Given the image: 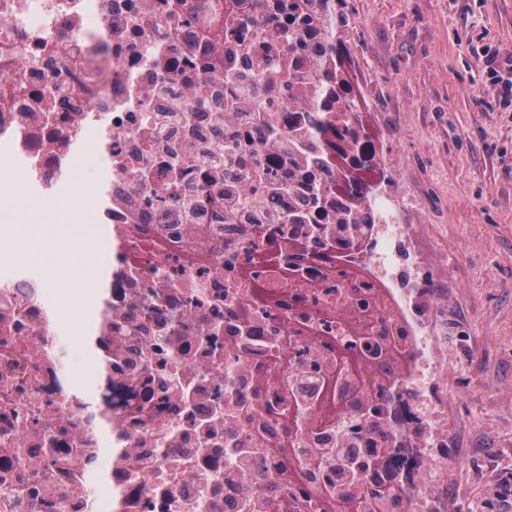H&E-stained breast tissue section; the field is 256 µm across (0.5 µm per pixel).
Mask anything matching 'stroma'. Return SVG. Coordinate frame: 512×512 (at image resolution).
I'll return each instance as SVG.
<instances>
[{
  "mask_svg": "<svg viewBox=\"0 0 512 512\" xmlns=\"http://www.w3.org/2000/svg\"><path fill=\"white\" fill-rule=\"evenodd\" d=\"M350 58L373 86L391 182L423 260L413 309L437 347L432 392L453 433L448 512H512V0H343Z\"/></svg>",
  "mask_w": 512,
  "mask_h": 512,
  "instance_id": "stroma-1",
  "label": "stroma"
}]
</instances>
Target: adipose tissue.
<instances>
[{
    "label": "adipose tissue",
    "instance_id": "1",
    "mask_svg": "<svg viewBox=\"0 0 512 512\" xmlns=\"http://www.w3.org/2000/svg\"><path fill=\"white\" fill-rule=\"evenodd\" d=\"M56 217H41L25 221L13 229V241L32 261L42 260L46 252H53L52 273L57 281L69 284L77 293L99 287L103 261L97 258L98 247L91 236L69 233L61 217L72 212L66 197L56 201Z\"/></svg>",
    "mask_w": 512,
    "mask_h": 512
}]
</instances>
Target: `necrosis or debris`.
I'll list each match as a JSON object with an SVG mask.
<instances>
[{
	"mask_svg": "<svg viewBox=\"0 0 512 512\" xmlns=\"http://www.w3.org/2000/svg\"><path fill=\"white\" fill-rule=\"evenodd\" d=\"M323 26L318 0H0V193L74 174L107 281L86 388L65 289L0 270V512H352L325 475L356 418L396 438L357 451L408 489L389 512H447L432 371L396 365L431 345L403 302L413 204L352 137L362 101L338 110ZM348 206L363 247L322 251Z\"/></svg>",
	"mask_w": 512,
	"mask_h": 512,
	"instance_id": "obj_1",
	"label": "necrosis or debris"
}]
</instances>
